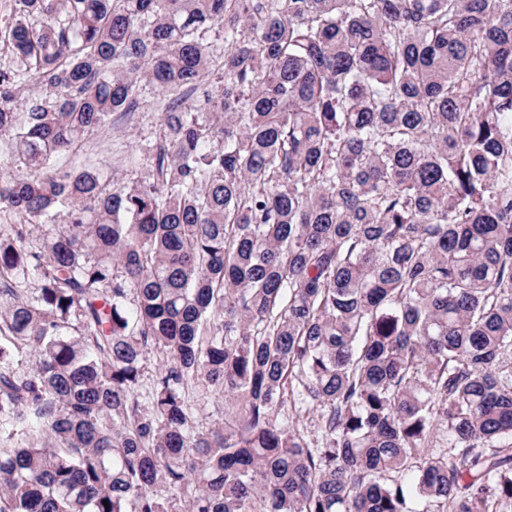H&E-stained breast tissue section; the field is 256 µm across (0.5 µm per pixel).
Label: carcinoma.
Masks as SVG:
<instances>
[{
  "label": "carcinoma",
  "mask_w": 512,
  "mask_h": 512,
  "mask_svg": "<svg viewBox=\"0 0 512 512\" xmlns=\"http://www.w3.org/2000/svg\"><path fill=\"white\" fill-rule=\"evenodd\" d=\"M8 2L0 512H512V0ZM140 107L134 114L112 117V126L97 130L83 141L84 153L90 155L106 171L118 173L120 178L143 176L150 168L149 146L153 145L159 133L163 109L160 96L154 86L141 82ZM134 154L140 158L136 167H127L119 155ZM196 424L199 429H208L218 419L224 418V400L223 399H211L208 402L201 401L196 406Z\"/></svg>",
  "instance_id": "carcinoma-1"
}]
</instances>
